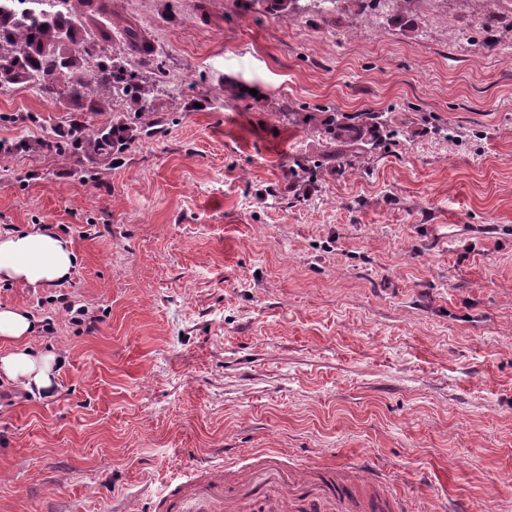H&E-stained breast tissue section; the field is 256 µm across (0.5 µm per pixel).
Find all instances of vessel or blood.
Here are the masks:
<instances>
[{
	"mask_svg": "<svg viewBox=\"0 0 512 512\" xmlns=\"http://www.w3.org/2000/svg\"><path fill=\"white\" fill-rule=\"evenodd\" d=\"M305 502L318 504L321 512H401L399 501L384 487L359 482L346 470L318 463L304 472L285 468L275 455H265L219 476L183 482L158 498L156 512H294Z\"/></svg>",
	"mask_w": 512,
	"mask_h": 512,
	"instance_id": "obj_1",
	"label": "vessel or blood"
}]
</instances>
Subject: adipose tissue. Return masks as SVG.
<instances>
[{
	"mask_svg": "<svg viewBox=\"0 0 512 512\" xmlns=\"http://www.w3.org/2000/svg\"><path fill=\"white\" fill-rule=\"evenodd\" d=\"M76 256L69 238L43 226L31 231L0 234V282L47 288L70 278ZM37 325L23 309L0 308V379L23 390L48 391L53 385L55 357L27 345Z\"/></svg>",
	"mask_w": 512,
	"mask_h": 512,
	"instance_id": "obj_1",
	"label": "adipose tissue"
}]
</instances>
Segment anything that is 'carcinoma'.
I'll list each match as a JSON object with an SVG mask.
<instances>
[{
  "label": "carcinoma",
  "mask_w": 512,
  "mask_h": 512,
  "mask_svg": "<svg viewBox=\"0 0 512 512\" xmlns=\"http://www.w3.org/2000/svg\"><path fill=\"white\" fill-rule=\"evenodd\" d=\"M81 26L74 0H0V86L32 84L47 97L65 96L75 102L92 96L100 102L125 99L145 104L149 90L135 81L118 54L79 38ZM128 36L139 55H151L149 42L137 30L129 28ZM92 55L99 62L96 78L89 82L81 62ZM381 127L378 115L364 112L353 123L344 117L326 124L321 134L330 147L355 134L372 139ZM118 130V124L91 127L76 121L55 139L54 147L60 153H81L107 162L113 152L127 148V137L118 135Z\"/></svg>",
  "instance_id": "obj_1"
}]
</instances>
